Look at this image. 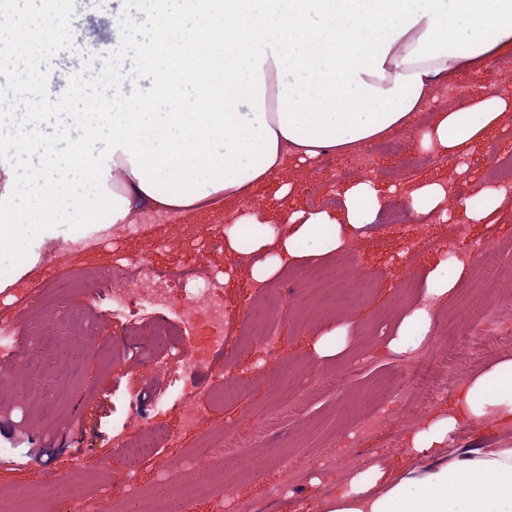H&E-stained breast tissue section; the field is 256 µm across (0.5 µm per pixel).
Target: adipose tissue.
<instances>
[{
    "mask_svg": "<svg viewBox=\"0 0 512 512\" xmlns=\"http://www.w3.org/2000/svg\"><path fill=\"white\" fill-rule=\"evenodd\" d=\"M122 29L140 32V15L160 27L138 44L151 95H128L122 64L94 74L72 109L60 112L40 74L43 106L14 109L24 84L8 54L0 69V248L21 225L50 234L67 223L122 224L133 207L185 216L250 195L286 160L350 154L410 125L435 81L484 67L512 51V0H132ZM21 26L11 39L31 40L58 29L76 32L73 12L34 0H9ZM206 38L186 42V30ZM112 101L114 112L86 102ZM512 116V93L491 91L462 110L445 109L421 131L426 149L462 154ZM512 197L481 187L460 206L486 224ZM344 212L292 211L287 230L259 215L228 233L230 248L278 244L291 258L344 249V228L374 223L383 198L372 179L351 184ZM455 281L432 273L419 305L402 320L387 348L420 349L439 301ZM494 422L512 428V356L471 374L437 417L413 428L401 463L381 457L337 478L318 512H512V442L459 450L451 439L464 426Z\"/></svg>",
    "mask_w": 512,
    "mask_h": 512,
    "instance_id": "obj_1",
    "label": "adipose tissue"
}]
</instances>
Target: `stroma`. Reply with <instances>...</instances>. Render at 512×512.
Returning <instances> with one entry per match:
<instances>
[{
  "mask_svg": "<svg viewBox=\"0 0 512 512\" xmlns=\"http://www.w3.org/2000/svg\"><path fill=\"white\" fill-rule=\"evenodd\" d=\"M76 6L77 41L56 44L45 59L55 72V99L77 98L75 77L88 69L81 43L113 45V19L126 9L125 0H108L103 8L97 0H77ZM493 89L512 91V52L496 58L489 69L462 70L437 81L433 104L461 109ZM430 118V113H419L414 125L392 133L403 154H377L368 145L348 156L326 154L309 164L290 161L248 199L226 203L217 213L199 211L176 220L162 216L121 238L97 224L79 229L59 223L49 237L20 227L14 249L0 251V267L12 265L23 253L35 263L14 284L0 288V330L16 346L39 337L40 354L30 369L0 355L8 392L0 400V448L9 451L0 460V504L31 512L47 498L42 475L51 471L63 486L82 485L98 512H122L123 499L107 489L111 481L131 485L136 500L163 485L176 491L198 485L201 491L188 501L187 512H318L320 497L347 469L381 456L399 462L409 426L433 417L421 398H410L390 421L364 433L354 425L351 402L375 407L389 387L405 385L420 362L447 350L457 331L495 297L512 295V206L490 224L468 223L456 208L458 199L476 188L494 186L487 162L512 156V117L463 157L422 149L418 130ZM463 164L469 174H458ZM367 176L376 182L386 208L399 209L400 223L377 219L350 235L348 247L337 255L280 258L279 268L264 283L254 280L251 271L257 263L280 257L279 248L246 253L229 247L226 228L252 213L282 220L288 210L321 206L340 214L344 191ZM429 180L446 184L447 216L421 222L406 200ZM286 184L293 192L283 204L278 193ZM454 254L462 256L465 271L437 308L423 350L412 359L393 355L384 346L386 338L420 303L432 271L453 273ZM127 260L144 263L169 281L173 310L134 306L116 315L108 285L69 284L84 271L100 272ZM202 266L230 277L224 286L230 317L217 359L225 374L250 380V391L238 398L214 397L217 381L207 368H179L168 377L132 354L115 352L135 330L139 345L161 357L153 329L162 320L174 326L177 338L205 342L209 326L184 323L179 309L185 289H197L195 275ZM314 267L331 272L352 268L368 275L373 286L360 306L344 315L331 308L326 288L304 281V271ZM269 293L279 298L272 347L242 333L251 303ZM340 327L350 336L349 347L340 358L325 360L314 345ZM345 367L353 374L349 390L315 391L322 376ZM306 389L311 395L302 411L288 415L289 399ZM185 400L202 416L199 428L190 432L181 430L177 411ZM258 425L264 428L259 447L241 449L207 469L196 466L195 450L203 440L248 433ZM158 428L176 435V444L159 443L129 467L118 438ZM257 455L266 461L260 475L252 470ZM315 472L324 476L323 485L310 484Z\"/></svg>",
  "mask_w": 512,
  "mask_h": 512,
  "instance_id": "1",
  "label": "stroma"
}]
</instances>
